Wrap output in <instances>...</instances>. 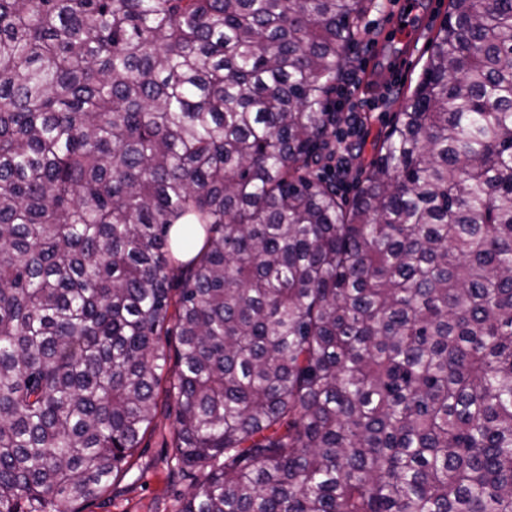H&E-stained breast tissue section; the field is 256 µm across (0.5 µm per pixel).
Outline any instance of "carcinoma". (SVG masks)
Listing matches in <instances>:
<instances>
[{
  "instance_id": "1",
  "label": "carcinoma",
  "mask_w": 512,
  "mask_h": 512,
  "mask_svg": "<svg viewBox=\"0 0 512 512\" xmlns=\"http://www.w3.org/2000/svg\"><path fill=\"white\" fill-rule=\"evenodd\" d=\"M372 6L0 0V512H84L161 391L175 512H512V0H448L347 202Z\"/></svg>"
}]
</instances>
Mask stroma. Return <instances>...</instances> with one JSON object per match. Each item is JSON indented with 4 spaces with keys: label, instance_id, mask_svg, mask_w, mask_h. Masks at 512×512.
<instances>
[{
    "label": "stroma",
    "instance_id": "35a3bbf8",
    "mask_svg": "<svg viewBox=\"0 0 512 512\" xmlns=\"http://www.w3.org/2000/svg\"><path fill=\"white\" fill-rule=\"evenodd\" d=\"M448 12V0H374L360 24L361 34L350 53L352 65L379 68L383 72L369 119L350 137L356 151L336 168V189L345 197L356 192L355 171L368 163L373 145L382 135L394 113L402 111L419 81L429 55V45ZM407 17L410 40L396 37L393 28L400 17ZM175 404L160 402L155 427L140 444L136 464L121 479L105 504L92 506L91 512H171L173 490H188L189 480L173 481L164 455V438L169 437L175 418Z\"/></svg>",
    "mask_w": 512,
    "mask_h": 512
}]
</instances>
